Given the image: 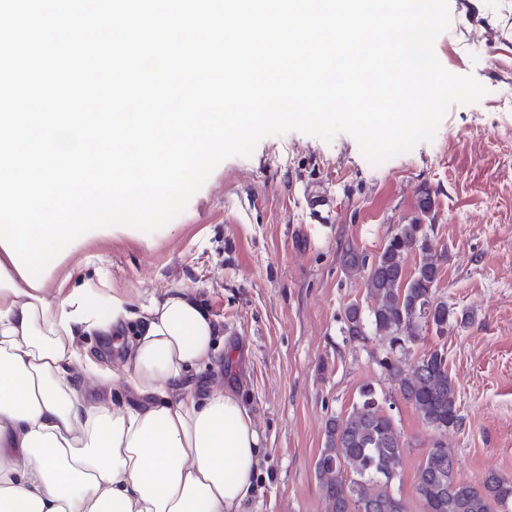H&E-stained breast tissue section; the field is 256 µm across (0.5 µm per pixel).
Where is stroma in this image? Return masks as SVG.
Segmentation results:
<instances>
[{"instance_id":"stroma-1","label":"stroma","mask_w":512,"mask_h":512,"mask_svg":"<svg viewBox=\"0 0 512 512\" xmlns=\"http://www.w3.org/2000/svg\"><path fill=\"white\" fill-rule=\"evenodd\" d=\"M449 9L435 54L486 93L452 104L433 139L374 164L345 133L270 135L250 155L221 161L158 230L77 245L31 240L47 251L46 286L57 298L97 280L136 302L172 288L197 294L224 343L195 385L236 388L262 438L251 512H327L315 463L329 420L347 416L363 385L390 389L388 344L346 331L347 307L370 300L344 255L374 259L418 215L425 192L444 255L437 294L461 321L410 343L409 353L445 348L463 423L439 433L410 403L388 399L405 443L391 489L408 512H424L415 476L437 441L452 449L462 480L512 478V0H449ZM315 192L330 202L328 222L311 214Z\"/></svg>"}]
</instances>
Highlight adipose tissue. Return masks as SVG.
<instances>
[{"mask_svg": "<svg viewBox=\"0 0 512 512\" xmlns=\"http://www.w3.org/2000/svg\"><path fill=\"white\" fill-rule=\"evenodd\" d=\"M28 225L0 226V512H245L261 437L241 397L190 379L219 326L184 288L133 303L90 285L49 298ZM126 337L117 372L136 405L76 395L79 336Z\"/></svg>", "mask_w": 512, "mask_h": 512, "instance_id": "obj_1", "label": "adipose tissue"}]
</instances>
